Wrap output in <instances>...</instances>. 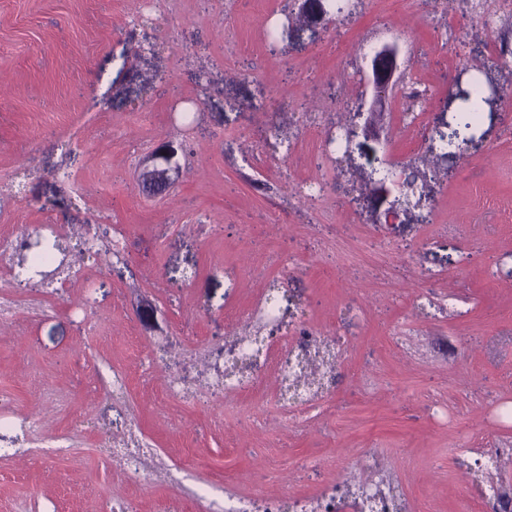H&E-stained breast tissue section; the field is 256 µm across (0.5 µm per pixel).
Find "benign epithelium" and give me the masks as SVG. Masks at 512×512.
Here are the masks:
<instances>
[{
  "label": "benign epithelium",
  "mask_w": 512,
  "mask_h": 512,
  "mask_svg": "<svg viewBox=\"0 0 512 512\" xmlns=\"http://www.w3.org/2000/svg\"><path fill=\"white\" fill-rule=\"evenodd\" d=\"M367 72L363 78V88L356 98V112L353 125L346 128L348 138L357 131L379 135L383 127L385 104L399 82L400 64L398 48L395 44H384L374 48L366 57ZM157 155L145 156L139 163V181L143 188L152 191L158 186L166 189L176 184L179 178V165L156 163Z\"/></svg>",
  "instance_id": "benign-epithelium-1"
}]
</instances>
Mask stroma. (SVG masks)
<instances>
[{"label": "stroma", "mask_w": 512, "mask_h": 512, "mask_svg": "<svg viewBox=\"0 0 512 512\" xmlns=\"http://www.w3.org/2000/svg\"><path fill=\"white\" fill-rule=\"evenodd\" d=\"M512 0H0V236L60 231L61 282L0 295L7 437L0 512H204L246 496L335 512L381 454L406 512H466L512 446V57L495 23ZM401 82L379 140L326 149L349 123L372 48ZM480 122L458 120L472 80ZM177 185L143 192L148 152ZM120 258L82 251L83 231ZM272 300L277 322L259 312ZM270 342L253 395L214 392L201 346ZM335 364L307 401L276 361L296 336ZM132 376L125 405L112 373ZM210 392L189 408L169 376ZM156 455L128 481L108 448Z\"/></svg>", "instance_id": "obj_1"}]
</instances>
